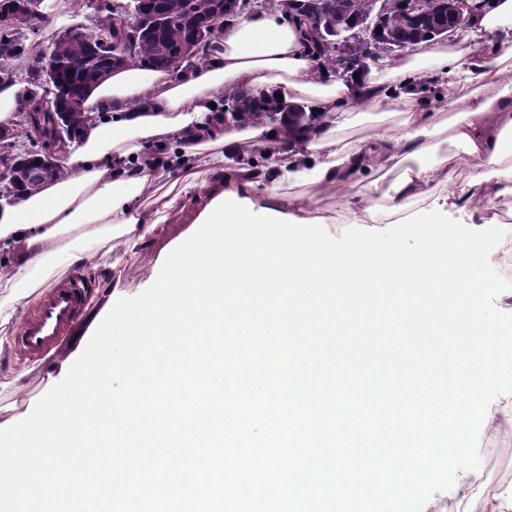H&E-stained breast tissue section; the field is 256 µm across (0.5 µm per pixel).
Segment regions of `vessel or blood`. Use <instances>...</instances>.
Listing matches in <instances>:
<instances>
[{
  "mask_svg": "<svg viewBox=\"0 0 512 512\" xmlns=\"http://www.w3.org/2000/svg\"><path fill=\"white\" fill-rule=\"evenodd\" d=\"M87 300L88 290L81 279L69 276L56 282L24 316L15 337L16 345L32 358L47 355L79 325Z\"/></svg>",
  "mask_w": 512,
  "mask_h": 512,
  "instance_id": "b4317fda",
  "label": "vessel or blood"
}]
</instances>
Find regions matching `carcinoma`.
I'll use <instances>...</instances> for the list:
<instances>
[{"instance_id": "obj_1", "label": "carcinoma", "mask_w": 512, "mask_h": 512, "mask_svg": "<svg viewBox=\"0 0 512 512\" xmlns=\"http://www.w3.org/2000/svg\"><path fill=\"white\" fill-rule=\"evenodd\" d=\"M319 2L324 10L325 21L339 30L350 20V11H364L363 0H291L287 6L284 0H263V7L280 11L284 18L305 29L302 16L309 10L311 3ZM447 0H420V7L407 12L401 6V0H387V23L385 38L378 42L382 49L393 43L417 42L429 44L437 40L436 31L448 26ZM239 4L235 0H127L118 8L111 0L103 3L102 16L95 26L83 28L80 40L68 43L64 47L65 61L58 68L57 80L72 96H81L87 85L102 83L113 70L109 60V49L105 41L114 38L125 16L137 15L141 19V35L135 49L127 55L122 65L139 64L158 70H174L185 58L196 59L200 51L218 37L220 28L198 36L200 27L208 17L216 12L223 19L237 14ZM307 48L318 52L320 59L329 66H336L339 56L355 61L366 54L365 44L352 40L343 44V48L326 42L315 43L305 40ZM25 56V45L17 39L13 42L0 41V58L6 59L0 65V83L10 82L13 78L14 62ZM224 110L235 114V122L246 124L271 121L270 113L278 114L282 131L291 133L305 125L304 106H297L291 118L284 117V111L274 98L265 97L249 88H234L224 91ZM23 112L24 126L33 130L36 140L33 146L37 150L15 151L17 132L0 126V155L17 156L19 167L15 173L1 181L0 196L13 193H34L48 181L64 176L62 165L42 171L40 177L31 178V167L35 166L40 150L53 148L64 152L65 147L58 145L51 135L53 111L39 106L27 105Z\"/></svg>"}]
</instances>
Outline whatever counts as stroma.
<instances>
[{"instance_id":"stroma-1","label":"stroma","mask_w":512,"mask_h":512,"mask_svg":"<svg viewBox=\"0 0 512 512\" xmlns=\"http://www.w3.org/2000/svg\"><path fill=\"white\" fill-rule=\"evenodd\" d=\"M56 14L35 23L24 32L27 55L17 62L14 71L18 82H25L37 50L47 47L57 32L72 24L94 26L99 17L98 0H59ZM196 212L191 207H176L167 222L159 225L142 247L130 251L121 241H113L111 248L101 249L94 262L95 269L80 270L79 275L89 285L88 306L82 323L48 358L32 362L20 355L14 343L17 321L0 326V340L9 351L8 367H0V422L26 417L35 403L45 394L47 374L56 372L60 363L77 358L93 332L92 323L108 312L115 301L139 294L150 286L161 268V258L167 257L179 245L185 231L191 226ZM120 261L125 276L120 287H112L101 269ZM478 450L481 465L475 472L476 481L468 498H461L456 490L440 492L447 508L445 512H483L486 501L512 494V424H502L493 433L480 432Z\"/></svg>"}]
</instances>
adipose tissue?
Segmentation results:
<instances>
[{"label": "adipose tissue", "mask_w": 512, "mask_h": 512, "mask_svg": "<svg viewBox=\"0 0 512 512\" xmlns=\"http://www.w3.org/2000/svg\"><path fill=\"white\" fill-rule=\"evenodd\" d=\"M511 68L512 43L488 52L459 43L339 77L323 71L280 13L266 12L224 29L182 74L139 65L113 71L83 103L92 120L64 153L66 176L0 206V252L9 255L0 262V288L9 292L0 325L28 305L59 261L90 264L117 238L137 247L178 202L201 212L225 193L247 199L267 191L279 196L282 213L310 219L314 198L360 173L368 203L354 211L356 224L374 223L380 213L399 219L416 202L480 208L512 197V93L489 92ZM422 73L444 90L431 110L418 105ZM236 87L305 105L321 120L288 138L261 123L224 127L218 104ZM463 91L468 99H460ZM384 103L404 105V119L368 140L340 138ZM151 145L164 149L172 176L144 158ZM249 147L266 149L265 167L226 165V157ZM464 155L472 174L456 192L442 193ZM269 168L279 174L273 186ZM377 201L382 211H375Z\"/></svg>", "instance_id": "1"}]
</instances>
